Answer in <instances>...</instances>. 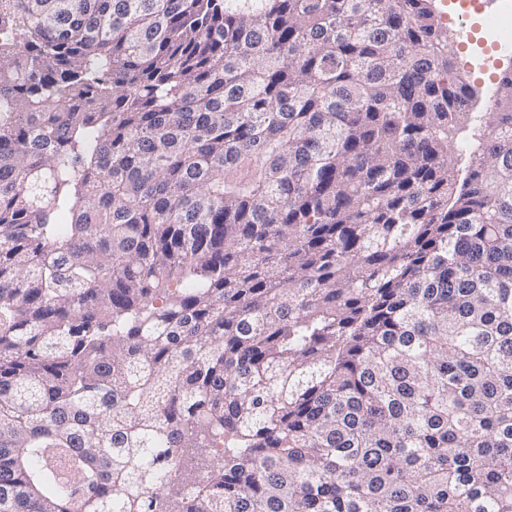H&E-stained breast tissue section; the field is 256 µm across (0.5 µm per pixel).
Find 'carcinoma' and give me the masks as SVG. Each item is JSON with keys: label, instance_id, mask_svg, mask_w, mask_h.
Returning a JSON list of instances; mask_svg holds the SVG:
<instances>
[{"label": "carcinoma", "instance_id": "cac0c4a2", "mask_svg": "<svg viewBox=\"0 0 512 512\" xmlns=\"http://www.w3.org/2000/svg\"><path fill=\"white\" fill-rule=\"evenodd\" d=\"M450 38L0 0V512H512V72Z\"/></svg>", "mask_w": 512, "mask_h": 512}]
</instances>
